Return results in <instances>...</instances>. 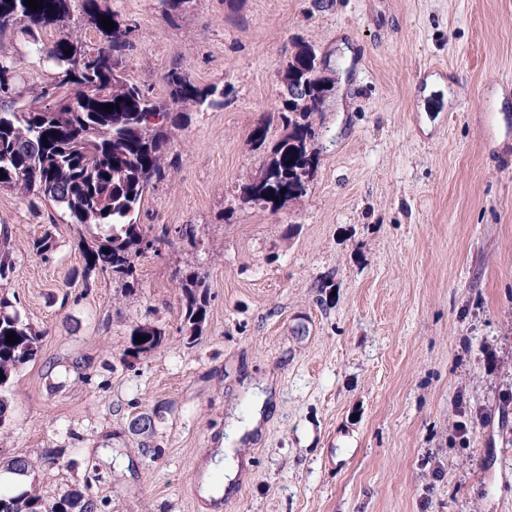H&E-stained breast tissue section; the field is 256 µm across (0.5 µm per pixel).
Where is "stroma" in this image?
<instances>
[{"label": "stroma", "instance_id": "1", "mask_svg": "<svg viewBox=\"0 0 512 512\" xmlns=\"http://www.w3.org/2000/svg\"><path fill=\"white\" fill-rule=\"evenodd\" d=\"M105 3L129 27L131 81L163 99L178 67L229 94L171 139L137 218L171 233L132 290L85 277L74 226L0 189L15 247L0 295L43 334L5 393L0 461L55 448L62 465L29 475L42 491L207 512L228 410L247 417L245 380L269 375L221 512H512V0H192L174 24L161 0ZM305 41L327 87L308 193L242 203L269 155L248 134ZM29 49L0 40L27 96L50 79ZM46 234L52 250L30 253ZM190 271L208 286L197 333ZM144 323L163 348L126 356ZM180 288L185 319L199 329L207 315L205 280L197 272L189 273L181 277Z\"/></svg>", "mask_w": 512, "mask_h": 512}]
</instances>
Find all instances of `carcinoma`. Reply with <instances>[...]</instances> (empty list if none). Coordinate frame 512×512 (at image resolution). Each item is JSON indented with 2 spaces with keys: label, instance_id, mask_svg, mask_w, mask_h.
I'll return each mask as SVG.
<instances>
[{
  "label": "carcinoma",
  "instance_id": "carcinoma-1",
  "mask_svg": "<svg viewBox=\"0 0 512 512\" xmlns=\"http://www.w3.org/2000/svg\"><path fill=\"white\" fill-rule=\"evenodd\" d=\"M34 11L25 0H0V38L20 31L31 38V54L54 71L49 85L59 98L50 101L39 92L28 102L16 88L14 62L0 59V93L9 103L0 109V188L33 196L62 210L61 218L79 227V246L85 270L110 274L126 289L138 281L140 258L166 242L137 223L146 194L166 176L167 150L173 131L180 127L188 106L224 107L225 91L201 88L180 68L166 75L168 97L156 100L123 72V51L130 47L122 18L99 0H37ZM88 18L101 38L88 43L73 26L51 43L39 31L71 20L75 13ZM114 23L103 28V17ZM71 54H65V51ZM318 53L301 44L283 66L286 90L298 87L292 98L283 96L276 109L282 135L270 149L259 177L241 187L244 203L263 202L276 210L304 197L319 163L314 148L313 119L323 111L325 87L318 75ZM113 104L107 111L103 106ZM271 118L261 117L248 139L252 147L265 144ZM285 193H280V190ZM15 266L8 235L0 237V280ZM185 319L200 328L207 315L205 280L198 273L180 279ZM12 333L17 342L6 341ZM143 336L146 341L138 343ZM43 333L36 330L7 297H0V392L41 351ZM164 332L138 325L131 331L128 352L137 355L158 350ZM33 463L14 457L0 472L28 474ZM101 502L82 492H70L52 502L22 487L0 496V512H97Z\"/></svg>",
  "mask_w": 512,
  "mask_h": 512
}]
</instances>
